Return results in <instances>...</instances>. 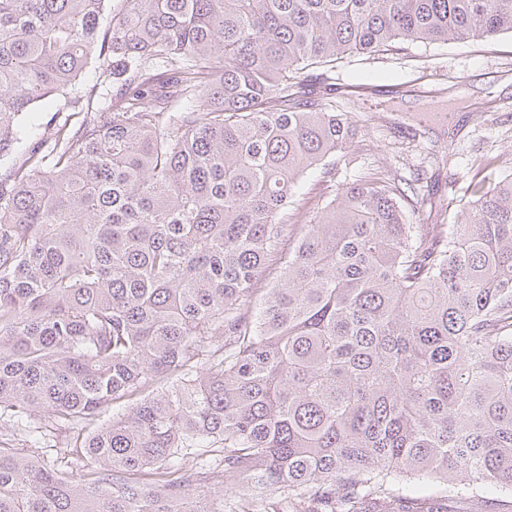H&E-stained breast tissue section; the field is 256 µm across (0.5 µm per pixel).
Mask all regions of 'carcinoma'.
<instances>
[{
  "label": "carcinoma",
  "instance_id": "obj_1",
  "mask_svg": "<svg viewBox=\"0 0 512 512\" xmlns=\"http://www.w3.org/2000/svg\"><path fill=\"white\" fill-rule=\"evenodd\" d=\"M502 33L512 0H0V153L83 115L0 175V512H224L227 476L229 512L512 497V174L455 224L391 176L282 223L358 133L313 70ZM143 392L76 469L15 447ZM73 112V109L65 105L63 99H52V102L47 106L41 105L30 112L25 120V134L22 142L16 145L13 153L0 155V175L11 165L14 156L25 148L37 146L42 138L45 139L50 135L54 124L62 122ZM77 116H70L69 121L74 122Z\"/></svg>",
  "mask_w": 512,
  "mask_h": 512
}]
</instances>
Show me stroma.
I'll list each match as a JSON object with an SVG mask.
<instances>
[{
    "label": "stroma",
    "instance_id": "obj_1",
    "mask_svg": "<svg viewBox=\"0 0 512 512\" xmlns=\"http://www.w3.org/2000/svg\"><path fill=\"white\" fill-rule=\"evenodd\" d=\"M331 76L337 111L352 113L360 133L336 159L335 177L312 170L300 182L289 213L334 195L342 184L386 174L412 184L421 199L413 224H451L471 201L476 182L492 188L512 174V35L492 40L413 42L368 59L352 56ZM360 84L363 95L348 93ZM447 110L452 132L411 136L420 112ZM64 100L37 107L25 120L22 147L36 146L70 116Z\"/></svg>",
    "mask_w": 512,
    "mask_h": 512
}]
</instances>
